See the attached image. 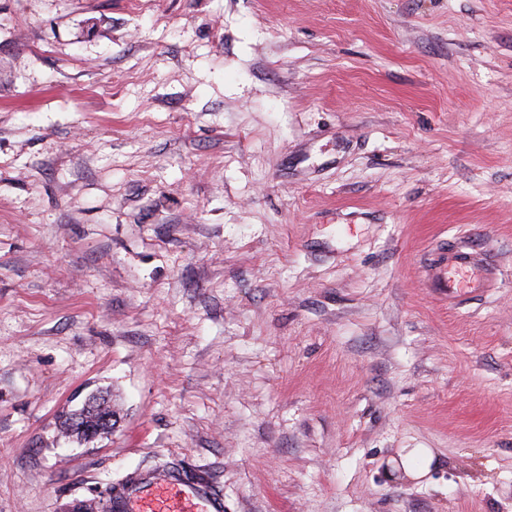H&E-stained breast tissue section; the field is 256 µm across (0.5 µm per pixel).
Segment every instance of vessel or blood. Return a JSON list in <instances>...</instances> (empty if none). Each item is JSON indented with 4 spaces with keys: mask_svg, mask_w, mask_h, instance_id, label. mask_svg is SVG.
<instances>
[{
    "mask_svg": "<svg viewBox=\"0 0 512 512\" xmlns=\"http://www.w3.org/2000/svg\"><path fill=\"white\" fill-rule=\"evenodd\" d=\"M426 277L432 287L447 289L452 302L494 283L489 263L474 259L462 246L443 263L431 265ZM116 505L120 512H224V497L208 486L184 484L178 474L162 470L121 488Z\"/></svg>",
    "mask_w": 512,
    "mask_h": 512,
    "instance_id": "1",
    "label": "vessel or blood"
}]
</instances>
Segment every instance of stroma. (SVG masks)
I'll use <instances>...</instances> for the list:
<instances>
[{
	"instance_id": "obj_1",
	"label": "stroma",
	"mask_w": 512,
	"mask_h": 512,
	"mask_svg": "<svg viewBox=\"0 0 512 512\" xmlns=\"http://www.w3.org/2000/svg\"><path fill=\"white\" fill-rule=\"evenodd\" d=\"M454 242L498 270L461 306ZM168 464L512 512V0H0V512ZM80 416H82L85 419V422L89 425L95 424L99 419H101L103 416H111L112 417V407L108 404V402L105 404V401L98 402L97 404L84 406L82 410H80L78 413ZM75 414H71L69 416H64V419L62 420L60 427L62 430L69 435L71 434V426H73V416ZM83 419V420H84ZM407 452L395 466L396 470L401 469L403 473L413 479L422 478L428 471V466L433 460V453L428 448H405Z\"/></svg>"
}]
</instances>
